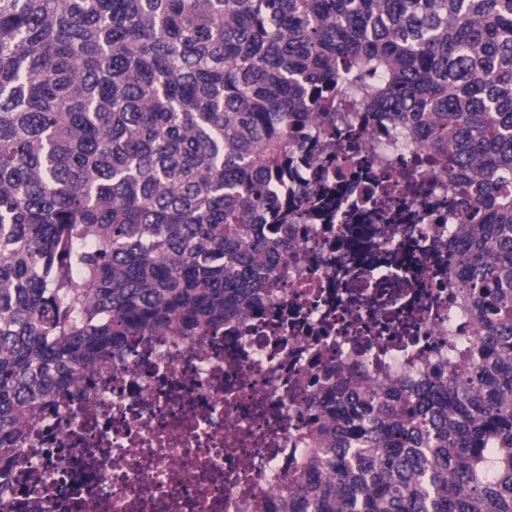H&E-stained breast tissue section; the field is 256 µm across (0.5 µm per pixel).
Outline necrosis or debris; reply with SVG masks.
<instances>
[{"mask_svg":"<svg viewBox=\"0 0 512 512\" xmlns=\"http://www.w3.org/2000/svg\"><path fill=\"white\" fill-rule=\"evenodd\" d=\"M326 141L292 183L337 201L295 225L272 297L205 336L132 337L76 399L37 409L25 462L0 478V512H283L307 401L322 375L405 384L437 375L478 325L448 286L451 219L481 220L446 168L409 182L419 132ZM368 159L355 167L354 154Z\"/></svg>","mask_w":512,"mask_h":512,"instance_id":"necrosis-or-debris-1","label":"necrosis or debris"}]
</instances>
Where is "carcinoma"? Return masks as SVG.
Returning a JSON list of instances; mask_svg holds the SVG:
<instances>
[{"label": "carcinoma", "mask_w": 512, "mask_h": 512, "mask_svg": "<svg viewBox=\"0 0 512 512\" xmlns=\"http://www.w3.org/2000/svg\"><path fill=\"white\" fill-rule=\"evenodd\" d=\"M359 102L471 174L449 283L481 334L315 393L284 512H512V0H0V472L128 337L269 298L316 192L278 185Z\"/></svg>", "instance_id": "cac0c4a2"}]
</instances>
